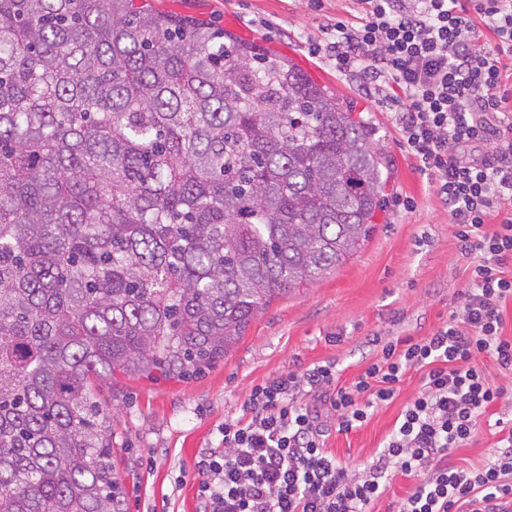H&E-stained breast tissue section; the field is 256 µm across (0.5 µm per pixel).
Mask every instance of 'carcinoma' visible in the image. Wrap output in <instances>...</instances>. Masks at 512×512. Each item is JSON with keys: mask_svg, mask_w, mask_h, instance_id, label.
<instances>
[{"mask_svg": "<svg viewBox=\"0 0 512 512\" xmlns=\"http://www.w3.org/2000/svg\"><path fill=\"white\" fill-rule=\"evenodd\" d=\"M363 117L134 0H0V512H126L99 383L185 380L369 237Z\"/></svg>", "mask_w": 512, "mask_h": 512, "instance_id": "carcinoma-1", "label": "carcinoma"}]
</instances>
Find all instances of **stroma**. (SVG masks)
<instances>
[{
  "label": "stroma",
  "mask_w": 512,
  "mask_h": 512,
  "mask_svg": "<svg viewBox=\"0 0 512 512\" xmlns=\"http://www.w3.org/2000/svg\"><path fill=\"white\" fill-rule=\"evenodd\" d=\"M155 9L207 19L238 41L277 52L334 91L367 119L384 153L385 204L363 247L320 281L278 298L254 317L223 361L192 379L122 377L99 388L112 413V457L127 512H197L196 462L221 449L225 421L238 418L251 389L292 370L331 361L349 385L381 355V342L420 340L447 322L473 256L460 251L455 228L434 189L401 146L391 112L324 59L309 52L352 0H145ZM410 370L392 401L361 427L331 431L326 448L355 469L383 450L404 407L421 386Z\"/></svg>",
  "instance_id": "stroma-1"
}]
</instances>
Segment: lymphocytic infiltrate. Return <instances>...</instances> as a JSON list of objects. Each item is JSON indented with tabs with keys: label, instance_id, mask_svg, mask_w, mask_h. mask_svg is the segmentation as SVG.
<instances>
[{
	"label": "lymphocytic infiltrate",
	"instance_id": "lymphocytic-infiltrate-1",
	"mask_svg": "<svg viewBox=\"0 0 512 512\" xmlns=\"http://www.w3.org/2000/svg\"><path fill=\"white\" fill-rule=\"evenodd\" d=\"M357 20L332 24L313 44L346 77L394 108L402 145L433 183L463 252L480 256L447 323L419 341L387 342L356 381L337 386L317 365L255 386L224 448L201 453L198 512H370L389 471L417 485L399 512H512V420L496 419L499 452L479 468L453 449L507 390L484 358L512 372L503 307L512 301V0H356ZM491 33L495 44L480 43ZM422 388L370 467L355 471L327 451L329 423L356 429L389 401L407 372ZM320 393L327 412L299 403Z\"/></svg>",
	"mask_w": 512,
	"mask_h": 512
}]
</instances>
